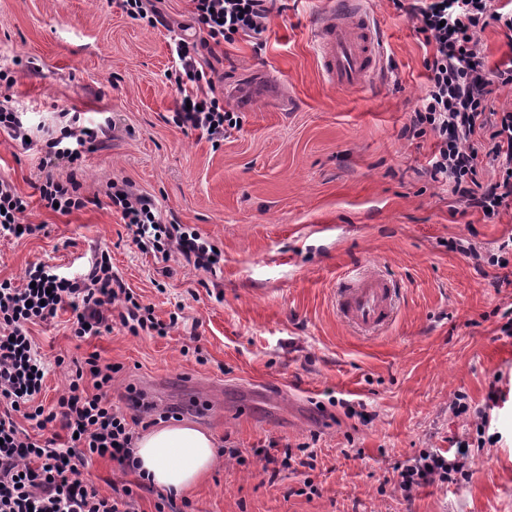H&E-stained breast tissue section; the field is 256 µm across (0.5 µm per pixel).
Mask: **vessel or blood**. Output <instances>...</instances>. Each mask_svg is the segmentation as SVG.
I'll return each instance as SVG.
<instances>
[{
    "label": "vessel or blood",
    "instance_id": "1",
    "mask_svg": "<svg viewBox=\"0 0 512 512\" xmlns=\"http://www.w3.org/2000/svg\"><path fill=\"white\" fill-rule=\"evenodd\" d=\"M320 70L341 90L358 88L378 72L382 39L362 0H333L315 27ZM396 285L379 270H366L336 289V311L358 334L370 336L389 323L394 314Z\"/></svg>",
    "mask_w": 512,
    "mask_h": 512
}]
</instances>
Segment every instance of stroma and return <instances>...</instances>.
I'll return each instance as SVG.
<instances>
[{"label": "stroma", "mask_w": 512, "mask_h": 512, "mask_svg": "<svg viewBox=\"0 0 512 512\" xmlns=\"http://www.w3.org/2000/svg\"><path fill=\"white\" fill-rule=\"evenodd\" d=\"M272 16L263 50L248 39L212 46L224 103L241 118L219 147L167 123L177 92L166 79L191 0H161L164 26L122 14L110 0H0V87L32 123L77 112L112 119L106 146L76 177L87 204L61 215L39 202L38 151L0 132V178L30 207L41 230L0 238V281L21 283L45 262L87 268L96 250L156 315L182 318L168 336L121 327L75 339L66 316L32 327L47 357L118 364L114 409L132 414L140 395L228 440L240 461L217 459L185 498L188 512H512V338L495 309L512 307V268L475 266L452 238L482 249L512 234V208L485 222L451 216V196L420 178L432 138L400 131L428 84L415 18L393 0H363L384 42L382 69L354 92L322 76L313 37L324 0H287ZM125 178L152 196L163 224H182L221 252L214 272L178 256L139 249L112 211L106 184ZM370 267L400 288L394 323L360 336L339 321L331 298L346 274ZM508 277V285L494 282ZM498 442L474 451L456 483L401 491L396 464L424 451L476 441L470 408L489 388ZM309 444L312 467L264 473L258 449L275 457Z\"/></svg>", "instance_id": "35a3bbf8"}]
</instances>
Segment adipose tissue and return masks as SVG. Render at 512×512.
Returning <instances> with one entry per match:
<instances>
[{
    "label": "adipose tissue",
    "instance_id": "adipose-tissue-1",
    "mask_svg": "<svg viewBox=\"0 0 512 512\" xmlns=\"http://www.w3.org/2000/svg\"><path fill=\"white\" fill-rule=\"evenodd\" d=\"M212 434L191 422L164 423L133 443L134 463L152 487L179 493L193 487L216 462Z\"/></svg>",
    "mask_w": 512,
    "mask_h": 512
}]
</instances>
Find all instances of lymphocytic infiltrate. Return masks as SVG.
I'll list each match as a JSON object with an SVG mask.
<instances>
[{"mask_svg":"<svg viewBox=\"0 0 512 512\" xmlns=\"http://www.w3.org/2000/svg\"><path fill=\"white\" fill-rule=\"evenodd\" d=\"M199 30L214 44L249 38L254 49L266 46L272 13L285 9L283 0H192ZM417 33L430 54L424 60L428 84L403 128L402 137L426 136L435 150L422 174L433 184L448 186L462 210L482 213L495 221L512 206V109L496 111L490 96L497 87L512 86V54L489 63L480 35L488 27L503 32L512 43V0H415L410 8ZM176 60L168 73L179 99L171 123L200 132L220 145L240 119L218 93L213 63L204 58L192 37L179 36ZM111 122L87 126L79 114H62L57 135L44 140L38 190L45 208L66 215L84 208L76 180L56 179L60 163L81 164L85 154L106 144ZM113 211L131 230L143 250L162 258L181 257L197 270L209 271L217 251L197 233L180 224L159 223L151 196L125 179L107 184ZM29 207L12 182L0 178V236L39 232L36 224H21ZM70 313L71 332L89 340L120 325L132 335H167L178 313L157 319L152 307L141 304L112 270L108 252H100L84 272L67 277L44 263L31 265L21 284L0 282V512H140L139 494L151 486L122 485L101 493L81 476L89 459L116 463L121 472L133 470L131 424L141 423L153 405L135 403L133 419L113 408L108 392L118 365L93 353L69 367L68 384L52 407L40 400L49 365L28 327L51 323ZM66 365V364H65ZM38 429L57 423L65 442L40 440L20 431L18 419ZM469 451L424 452L397 468V486L408 492L433 481L452 482L463 473Z\"/></svg>","mask_w":512,"mask_h":512,"instance_id":"f902f5d3","label":"lymphocytic infiltrate"}]
</instances>
